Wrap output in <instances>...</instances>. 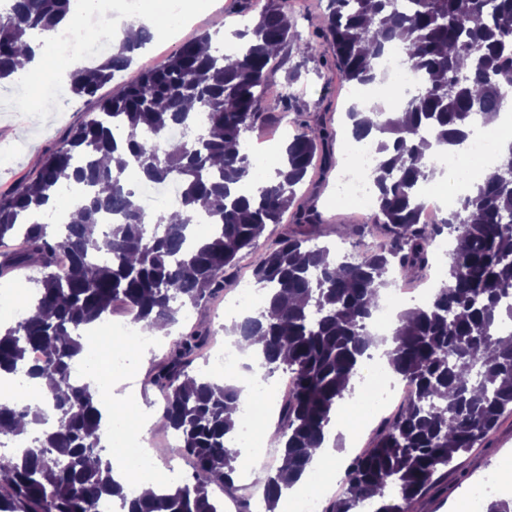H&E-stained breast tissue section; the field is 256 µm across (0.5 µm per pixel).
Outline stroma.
Returning a JSON list of instances; mask_svg holds the SVG:
<instances>
[{
  "label": "stroma",
  "instance_id": "1",
  "mask_svg": "<svg viewBox=\"0 0 512 512\" xmlns=\"http://www.w3.org/2000/svg\"><path fill=\"white\" fill-rule=\"evenodd\" d=\"M327 7L328 0H288L295 29L302 40L310 42L311 49L302 56L295 48L288 47L276 56V79L265 94L264 109L274 116L284 111L280 93L286 86L295 93L296 103L287 113L288 126H280L274 120L262 135L248 134L254 154H282L292 135L305 125L312 129L324 126L335 131V157L340 160L345 156L344 137L349 132L346 111L355 98L352 86L337 77L332 46L320 34V22ZM184 10L190 16L186 26L138 50L131 67L119 73L113 82L102 86L95 97L66 94L64 111L57 112L43 104L33 112L14 111L11 107L13 98L28 92L30 83L19 78L0 82V192L32 178L43 157L96 107L98 101L111 97L119 84L135 81L146 68L163 65L184 41L205 34L213 36L226 28H241L252 19L251 13L241 11L237 0H184ZM337 175V169L316 166L298 187L297 193L304 196L306 204L315 206L324 218L319 244L342 246L348 253L357 254L375 247L381 237L376 232L363 238L338 235L339 227L370 223L372 215L336 205ZM236 292L235 281L225 284L223 290L206 303L188 312L179 324L180 330L201 325L221 326L224 302ZM168 350L169 342L164 339L155 351L132 353L128 373L115 379V387L135 389V410L160 401L161 395L152 385L151 378L155 365ZM493 469L500 472L504 481H512V412L502 415L487 439L459 456L454 469L411 504L410 512H449L454 503L463 501L471 485Z\"/></svg>",
  "mask_w": 512,
  "mask_h": 512
}]
</instances>
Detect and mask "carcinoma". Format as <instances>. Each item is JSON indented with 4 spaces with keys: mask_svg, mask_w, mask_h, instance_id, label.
<instances>
[{
    "mask_svg": "<svg viewBox=\"0 0 512 512\" xmlns=\"http://www.w3.org/2000/svg\"><path fill=\"white\" fill-rule=\"evenodd\" d=\"M412 2L403 12L391 0H329L322 27L347 83L375 82L373 62L396 39L408 65L425 75L401 118L347 112L353 136L377 131L374 225L386 243L338 257L310 245L321 235L317 211L297 209L295 229L253 269L255 284L267 291L264 306L221 327L244 350L260 337L259 368L294 381L280 405L275 434L283 464L266 471L265 512H275L282 489L307 470L309 449L321 446L331 415L352 398L361 360L376 345L367 323L381 290L394 284L395 271L409 277L427 268L429 249L445 233L453 241L446 280L429 304L399 315L385 351L414 397L381 425L373 447L351 460L344 493L324 512H359L367 504L374 512H408L438 470L485 439L512 407V333L494 328L512 319V147L442 223H422L417 198L421 168L435 172L424 150L463 143L473 116L488 124L502 109L503 88L512 85V0ZM287 3L267 0L253 26L238 32L247 45L234 54L203 53L207 36L184 42L164 66L103 101L42 160L32 182L0 195V278L31 266L42 273L28 315L0 327V372L47 378L43 395L52 409L16 396L0 400V437L27 443L0 454V512H94L104 498L122 501L128 512H223L212 487L234 483L239 450L229 440L241 389L187 372L216 330L182 335L153 376L162 420L194 471L192 480L150 497L128 496L112 477L101 413L106 385L77 384L71 369L83 352L81 331L114 306L150 331L176 325L187 307L224 288L267 227L293 207L315 156L332 167L333 133L323 126L294 135L272 175L258 172L244 144L245 134L263 133L262 96L275 79L276 53L291 44L302 55L310 49L299 42ZM71 4L13 0L0 10V80L16 76L19 58L32 55V38L55 30ZM142 46L120 41L103 62L74 71L70 91L95 94ZM189 103L197 104L193 115ZM174 125L203 132L171 142L166 134ZM229 144L241 150L229 151ZM133 171L177 182L178 202L147 210L131 184ZM73 182L85 188L77 218L47 222ZM212 197L223 200L220 207L198 213L196 205ZM107 216L112 223H102ZM202 216L209 227L192 239ZM95 224L100 234L93 238ZM102 252L111 260L99 262ZM33 350L41 358L32 363Z\"/></svg>",
    "mask_w": 512,
    "mask_h": 512,
    "instance_id": "carcinoma-1",
    "label": "carcinoma"
}]
</instances>
